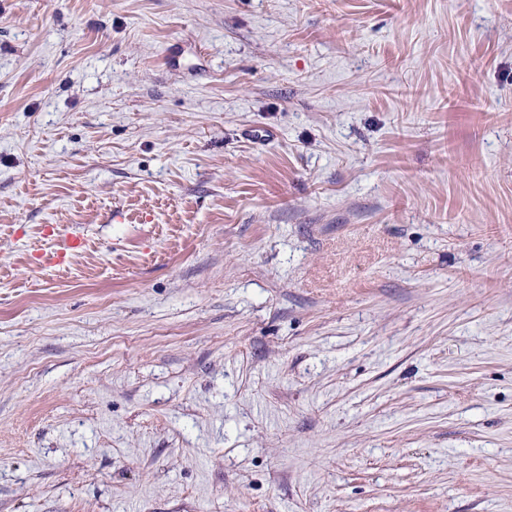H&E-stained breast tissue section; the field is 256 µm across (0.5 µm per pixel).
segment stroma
I'll list each match as a JSON object with an SVG mask.
<instances>
[{
	"instance_id": "35a3bbf8",
	"label": "stroma",
	"mask_w": 512,
	"mask_h": 512,
	"mask_svg": "<svg viewBox=\"0 0 512 512\" xmlns=\"http://www.w3.org/2000/svg\"><path fill=\"white\" fill-rule=\"evenodd\" d=\"M0 512H512V0H0Z\"/></svg>"
}]
</instances>
